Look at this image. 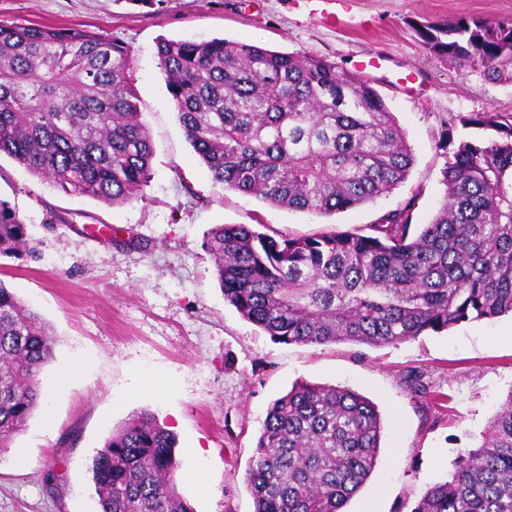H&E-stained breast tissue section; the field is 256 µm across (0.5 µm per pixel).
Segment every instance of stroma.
I'll return each instance as SVG.
<instances>
[{
	"label": "stroma",
	"instance_id": "1",
	"mask_svg": "<svg viewBox=\"0 0 512 512\" xmlns=\"http://www.w3.org/2000/svg\"><path fill=\"white\" fill-rule=\"evenodd\" d=\"M457 16L512 18V0H348L343 11L331 0H0V23L83 28L129 46V83L154 149L147 186L120 206L63 193L0 157V198L16 206L39 249L35 260L1 258L0 282L55 340L41 374L50 407L36 409L0 453V512H95L92 459L143 410L175 436L177 490L195 512H253L245 474L267 408L298 380L355 390L381 414L376 466L345 512H410L427 487L450 479L512 392L511 313L382 348L278 343L225 302L205 240L217 224L364 234L406 206L413 223H430L445 195L442 142L484 135L460 116L512 113L511 83L434 56L417 34L418 25ZM215 37L317 56L351 74L369 54L381 55L390 75L415 73L408 89L369 79L406 133L407 179L329 217L213 182L178 121L156 43ZM414 373L439 401L410 389ZM156 379L164 395L147 390ZM195 468L207 492L186 480Z\"/></svg>",
	"mask_w": 512,
	"mask_h": 512
}]
</instances>
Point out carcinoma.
<instances>
[{
    "instance_id": "obj_1",
    "label": "carcinoma",
    "mask_w": 512,
    "mask_h": 512,
    "mask_svg": "<svg viewBox=\"0 0 512 512\" xmlns=\"http://www.w3.org/2000/svg\"><path fill=\"white\" fill-rule=\"evenodd\" d=\"M433 54L512 83V19L423 26ZM159 68L213 181L279 208L330 216L385 196L414 163L371 84L329 61L242 41L163 39ZM129 46L80 28L0 23V154L67 194L109 205L150 179L152 142L129 85ZM444 201L417 232L410 207L374 234L270 235L216 224L205 245L224 301L285 344L394 346L512 312V113L463 116ZM37 244L0 199V257ZM48 326L0 282V451L40 401ZM384 425L349 388L297 382L267 409L245 481L253 512H343L370 477ZM175 441L147 411L93 458L99 512H194L175 486ZM410 512H512V393L483 443Z\"/></svg>"
}]
</instances>
